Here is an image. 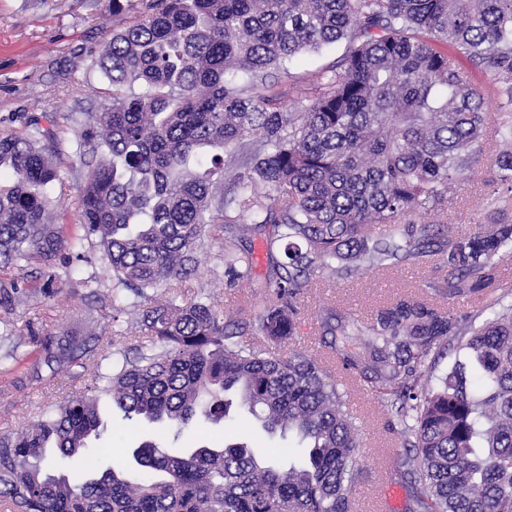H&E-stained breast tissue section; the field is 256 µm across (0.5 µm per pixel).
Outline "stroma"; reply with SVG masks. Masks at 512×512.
Returning <instances> with one entry per match:
<instances>
[{
    "instance_id": "35a3bbf8",
    "label": "stroma",
    "mask_w": 512,
    "mask_h": 512,
    "mask_svg": "<svg viewBox=\"0 0 512 512\" xmlns=\"http://www.w3.org/2000/svg\"><path fill=\"white\" fill-rule=\"evenodd\" d=\"M112 30V0H0V131L9 130L17 116L34 114L35 99L47 105L46 117L57 125L59 135L72 139L73 132L63 119L65 113L78 108L100 109L106 102L108 84L95 80L81 93L70 94L71 85L81 81L89 55L98 51ZM347 40H340L316 52H309L288 66L287 76L275 79L274 88L283 95L289 108L313 96L315 73L335 65L345 54ZM495 150H487L468 173L458 190L456 202L445 209L440 222L454 224L460 234L475 225L489 223L494 214L493 198L506 190L494 164ZM197 271L180 285L183 295L208 291L224 308L228 317L239 316L247 294L245 285H227L224 262L218 247H208L196 254ZM448 270L444 266L405 263L381 273H334L318 270L315 289L300 298V327L289 340L291 348L310 354L327 353L328 348L317 333V317L325 310L352 312L370 319L377 310L403 296H415L430 303L446 304L461 315H483L484 304L478 300L446 297L429 289V282H443ZM39 317L44 329L82 325L97 318L107 337L117 330L111 313L100 308L76 284L42 300L38 309L19 307L13 317L17 335H26L29 318ZM89 377L78 379L62 374L51 382L29 383L17 391L12 376L0 372V431L21 428L47 411L63 404L89 385ZM348 403L359 425L358 459L363 477L352 489L354 512H380V488L392 485L399 489L398 512H408L411 488L395 462L405 452L397 432L385 426L387 410L378 389L363 381L348 386ZM207 432L227 441H244L251 446H287L278 435L266 434L260 424L198 420L181 433H168L166 445L185 448L198 445L199 433Z\"/></svg>"
}]
</instances>
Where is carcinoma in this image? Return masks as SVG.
Here are the masks:
<instances>
[{
	"instance_id": "carcinoma-1",
	"label": "carcinoma",
	"mask_w": 512,
	"mask_h": 512,
	"mask_svg": "<svg viewBox=\"0 0 512 512\" xmlns=\"http://www.w3.org/2000/svg\"><path fill=\"white\" fill-rule=\"evenodd\" d=\"M125 14L87 78L112 86L96 112H72L74 139L27 116L0 133V312L49 296L97 248L112 283L79 284L112 311L138 315L139 335L113 342L89 321L16 336L0 319L5 372L29 381L80 368L92 387L20 430L0 434L3 512H351L361 475L358 426L335 359L391 396L409 454L408 512H512V304L497 294V268L512 254V224L409 218L445 208L448 190L492 143L512 178V123H490L485 88L469 84L448 49L492 77L512 103V0H113ZM349 39L348 53L315 79L323 92L292 112L259 93L269 70L288 74L298 55ZM76 155L85 173L76 219L63 221L47 189ZM236 171L224 187V171ZM278 246L267 278L253 276L243 241ZM219 244L224 276L246 283L263 307L224 318L205 290L181 296L205 242ZM439 258L448 298L488 302L480 325L407 296L370 322L328 311L320 321L334 357L270 353L243 337L281 344L300 324L298 296L315 271H383ZM456 341L448 371L436 356ZM270 434L299 448L245 442L174 454L153 437L112 460L97 393L134 425L181 431L197 411L230 418V391ZM76 459L82 483L47 472V451Z\"/></svg>"
}]
</instances>
